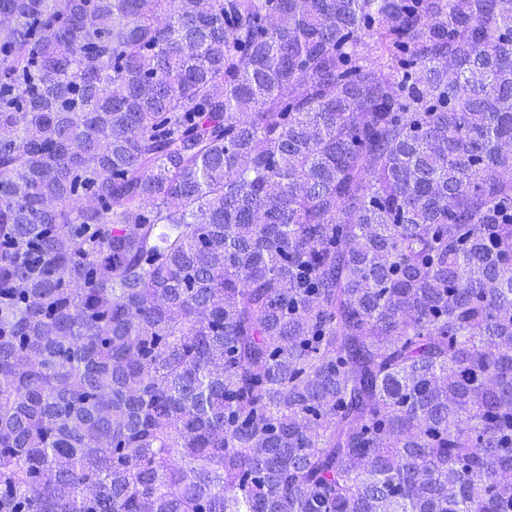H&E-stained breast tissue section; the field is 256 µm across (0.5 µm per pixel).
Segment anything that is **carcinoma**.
<instances>
[{"instance_id": "obj_1", "label": "carcinoma", "mask_w": 512, "mask_h": 512, "mask_svg": "<svg viewBox=\"0 0 512 512\" xmlns=\"http://www.w3.org/2000/svg\"><path fill=\"white\" fill-rule=\"evenodd\" d=\"M511 471L512 0H0V512Z\"/></svg>"}]
</instances>
